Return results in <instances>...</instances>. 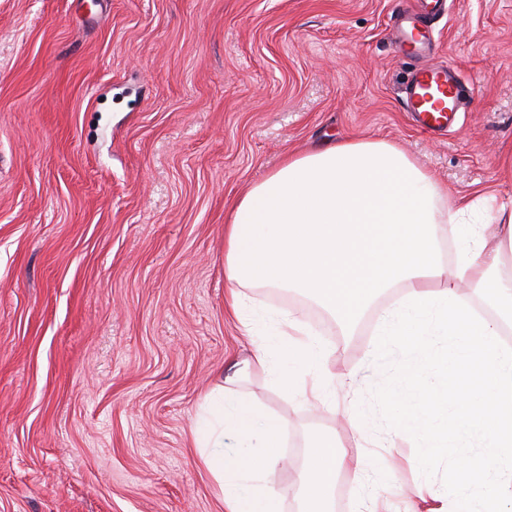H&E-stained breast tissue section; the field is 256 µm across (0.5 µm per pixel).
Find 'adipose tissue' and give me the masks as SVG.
I'll return each mask as SVG.
<instances>
[{
	"mask_svg": "<svg viewBox=\"0 0 512 512\" xmlns=\"http://www.w3.org/2000/svg\"><path fill=\"white\" fill-rule=\"evenodd\" d=\"M458 202L456 212L466 211ZM448 188L403 150L386 140L350 139L288 158L236 200L224 226V276L243 335H255L248 315L255 288H285L320 305L352 333L373 314L375 347L406 352L399 374L411 379L438 363L445 380L408 405L407 417L384 434L366 430L355 410L359 379L339 374L330 354L312 337L299 312L276 314L274 334L256 344L251 358L235 363L202 401L205 427L195 434L200 462L216 486L224 512H279V493L254 482L243 492L246 466L225 459L226 433L250 448L275 447L283 424L243 398L241 387L257 369H271L285 354L301 366L287 381L312 407L333 411L359 440L392 447L410 431L426 462L455 449L452 484L426 485L420 503L406 512H503L512 506V351L501 344L512 326V209L478 224L465 256L448 267L443 247L454 231ZM400 301L385 303L394 288ZM481 293L493 315L473 313L462 290ZM479 426L480 456L465 451L464 427ZM309 446L315 462L301 475V512H335L337 477L363 479V456L336 448V433L320 428Z\"/></svg>",
	"mask_w": 512,
	"mask_h": 512,
	"instance_id": "obj_1",
	"label": "adipose tissue"
}]
</instances>
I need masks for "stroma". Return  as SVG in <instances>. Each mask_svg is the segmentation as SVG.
Segmentation results:
<instances>
[{
  "label": "stroma",
  "instance_id": "obj_1",
  "mask_svg": "<svg viewBox=\"0 0 512 512\" xmlns=\"http://www.w3.org/2000/svg\"><path fill=\"white\" fill-rule=\"evenodd\" d=\"M400 0H0V512H224L193 446L198 409L225 367L251 356L225 303L224 221L284 156L384 139L454 198L512 206V0H448L434 62L472 87L455 127L404 112L418 61L389 36ZM338 372L363 378L359 410L396 424L402 350L373 353L303 312ZM245 393L282 418L261 479L298 512L307 437L334 414L275 385ZM408 435L372 458L395 512L448 460L418 467Z\"/></svg>",
  "mask_w": 512,
  "mask_h": 512
}]
</instances>
